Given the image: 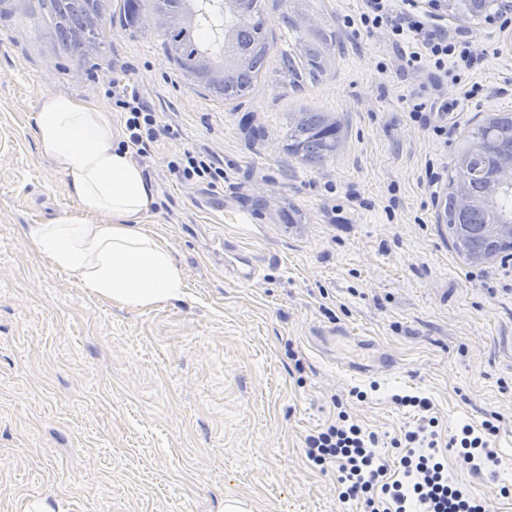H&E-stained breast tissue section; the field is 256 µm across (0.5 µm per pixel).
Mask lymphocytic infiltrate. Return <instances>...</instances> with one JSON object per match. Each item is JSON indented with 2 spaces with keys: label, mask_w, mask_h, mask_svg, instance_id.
I'll return each instance as SVG.
<instances>
[{
  "label": "lymphocytic infiltrate",
  "mask_w": 512,
  "mask_h": 512,
  "mask_svg": "<svg viewBox=\"0 0 512 512\" xmlns=\"http://www.w3.org/2000/svg\"><path fill=\"white\" fill-rule=\"evenodd\" d=\"M356 24L368 32L387 30L400 52L401 66L408 73L423 71L444 76L452 67L471 70L478 60L469 42L451 40L435 30L427 16L419 12L417 0H365ZM112 98L123 122L125 138L121 148L145 158L159 142L173 136V129L146 104L134 82L113 81ZM168 168L184 183L213 186L224 179L223 168L202 151L184 150L169 162ZM394 401L413 407L418 413L415 425L403 439L391 442L401 452V479L388 481L390 464L379 449L378 435L364 431L344 410L339 411L334 423L306 436L307 458L321 467L335 466L340 499L357 502L362 512H409L414 505L421 506L422 512H485L479 501L449 483L437 461L439 434L435 419L428 415L427 399L398 394ZM496 433V426L488 420L478 430L466 424L459 435L449 438L448 445L457 449L473 473H492L501 464L493 444Z\"/></svg>",
  "instance_id": "obj_1"
}]
</instances>
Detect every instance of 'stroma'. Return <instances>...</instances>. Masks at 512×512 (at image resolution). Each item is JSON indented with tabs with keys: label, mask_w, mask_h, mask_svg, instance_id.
Returning a JSON list of instances; mask_svg holds the SVG:
<instances>
[{
	"label": "stroma",
	"mask_w": 512,
	"mask_h": 512,
	"mask_svg": "<svg viewBox=\"0 0 512 512\" xmlns=\"http://www.w3.org/2000/svg\"><path fill=\"white\" fill-rule=\"evenodd\" d=\"M419 5L483 54L465 82L435 89L425 74H402L385 33L347 28L362 0H313L315 22L338 33L327 72L297 90L262 82L235 107L185 86L153 26L115 15L82 64L53 46L38 0H0V512L33 499L51 512H224L228 498L249 512H359L340 499L335 468L308 460L304 439L334 420L337 398L365 429L401 437L413 412L395 394L429 400L443 443L460 422L496 425L509 461L498 476L472 473L456 449L439 455L487 512H512V495L499 493L512 484V257L465 265L439 221L455 148L489 111H512V28L475 29L432 0ZM123 74L178 132L140 165L156 194L143 225L167 242L185 294L148 308L82 288L25 237L78 211L36 148L41 98L105 103ZM418 92L458 101L447 135L411 120ZM299 110L342 123L324 166L283 148ZM254 124L265 138L253 139ZM187 149L211 154L223 182L170 174ZM212 190L225 214L196 208ZM237 210L255 219L241 238ZM226 241L262 260L258 279L225 275ZM333 324L392 353L397 373L331 367L307 336Z\"/></svg>",
	"instance_id": "35a3bbf8"
}]
</instances>
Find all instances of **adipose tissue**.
Listing matches in <instances>:
<instances>
[{
	"label": "adipose tissue",
	"mask_w": 512,
	"mask_h": 512,
	"mask_svg": "<svg viewBox=\"0 0 512 512\" xmlns=\"http://www.w3.org/2000/svg\"><path fill=\"white\" fill-rule=\"evenodd\" d=\"M35 136L81 214L31 225L28 243L82 287L113 301L148 307L181 298L180 267L141 226L154 187L129 150L118 148L110 112L94 100L51 93L35 114Z\"/></svg>",
	"instance_id": "ef3b65f1"
}]
</instances>
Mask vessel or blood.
Instances as JSON below:
<instances>
[{"label":"vessel or blood","mask_w":512,"mask_h":512,"mask_svg":"<svg viewBox=\"0 0 512 512\" xmlns=\"http://www.w3.org/2000/svg\"><path fill=\"white\" fill-rule=\"evenodd\" d=\"M229 267L236 281L249 283L258 276V265L248 253L233 251ZM316 339L326 360L343 372L355 376L382 373L394 375L399 364L392 355L378 351L362 336L351 335L342 326L318 329Z\"/></svg>","instance_id":"b4317fda"}]
</instances>
